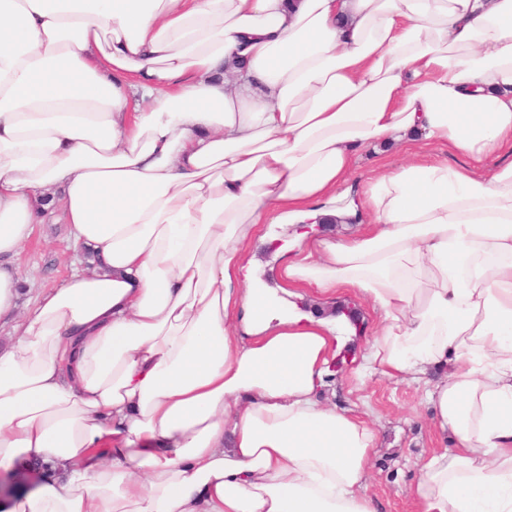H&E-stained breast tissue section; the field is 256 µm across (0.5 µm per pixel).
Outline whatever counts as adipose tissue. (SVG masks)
Segmentation results:
<instances>
[{
    "mask_svg": "<svg viewBox=\"0 0 512 512\" xmlns=\"http://www.w3.org/2000/svg\"><path fill=\"white\" fill-rule=\"evenodd\" d=\"M412 143L458 160L356 180ZM507 144L512 0H0V471L54 473L0 512H376V432L319 394L357 330L295 286L382 311L360 378L446 367L417 512H512V162L472 169ZM58 209L90 266L18 313ZM408 154V151L405 149L391 151L384 155H376L371 148H368L363 152L358 174L364 177L372 170L378 172L382 169H389L401 163ZM317 235H327L336 238H344L352 234H359L367 232L371 229L369 224H337L334 222H327L326 224H317L315 226ZM294 227L288 224H264V237L247 247L255 280L265 288H279L271 276V269L288 258L286 244L291 239Z\"/></svg>",
    "mask_w": 512,
    "mask_h": 512,
    "instance_id": "adipose-tissue-1",
    "label": "adipose tissue"
}]
</instances>
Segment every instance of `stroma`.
<instances>
[{"label":"stroma","mask_w":512,"mask_h":512,"mask_svg":"<svg viewBox=\"0 0 512 512\" xmlns=\"http://www.w3.org/2000/svg\"><path fill=\"white\" fill-rule=\"evenodd\" d=\"M262 239L247 248L255 280L264 287H276L271 270L288 256L286 244L293 228L288 224H267ZM21 272L19 307L30 306L38 291L64 282L72 272L85 268L81 252L75 250L69 229L55 220L36 225L18 257ZM298 302L314 313L337 306L346 309L353 321L373 329L381 312L372 303L348 289L335 297L318 301L313 292L301 290ZM367 339L354 341L336 357V365L322 392L324 402L340 410H351L369 421L378 434L368 473V490L377 512H415L409 487L417 475L416 463L431 453L453 448L454 441L438 435L424 383L396 381L382 375L365 381L355 377Z\"/></svg>","instance_id":"1"}]
</instances>
